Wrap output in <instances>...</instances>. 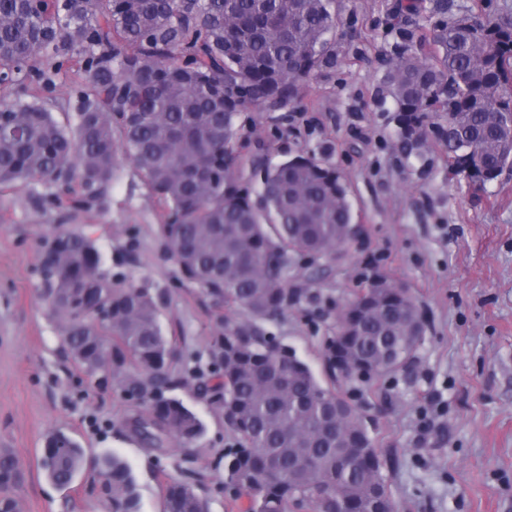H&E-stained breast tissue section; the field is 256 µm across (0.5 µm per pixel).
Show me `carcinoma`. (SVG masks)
<instances>
[{
	"mask_svg": "<svg viewBox=\"0 0 512 512\" xmlns=\"http://www.w3.org/2000/svg\"><path fill=\"white\" fill-rule=\"evenodd\" d=\"M331 2L0 0L4 80L37 56L59 69L76 55L80 83L65 125L37 102L0 104V186L53 184L64 190L58 206L101 210L123 154L164 204L158 231L182 278L246 316L226 320L213 337L209 368L196 371L195 385L234 437L224 488L247 495L245 512H336L338 494L348 512H372L371 481L390 489L387 461L342 386L357 381L374 393L406 368L358 379L357 367L417 354L405 347L416 302L385 275L379 284L365 277L337 315L322 350L327 387L259 325L303 292L288 287L295 258L335 251L353 223L344 177L314 155L254 167L256 192L237 176L239 115L286 108L335 54ZM431 44L401 51L384 74L396 138L413 152L430 121L448 114L451 167L484 186L512 167V18H452ZM40 274L66 355L136 409L131 436L156 449L169 437L194 443L204 425L172 396L187 380L150 289L112 275L95 242L75 228L46 239ZM345 327L354 335H343ZM97 463L112 512H139L129 465L111 453ZM84 465L73 439L47 437L41 466L55 484L69 486ZM15 484V461L1 455L0 512H17ZM165 512L207 506L175 481Z\"/></svg>",
	"mask_w": 512,
	"mask_h": 512,
	"instance_id": "cac0c4a2",
	"label": "carcinoma"
}]
</instances>
